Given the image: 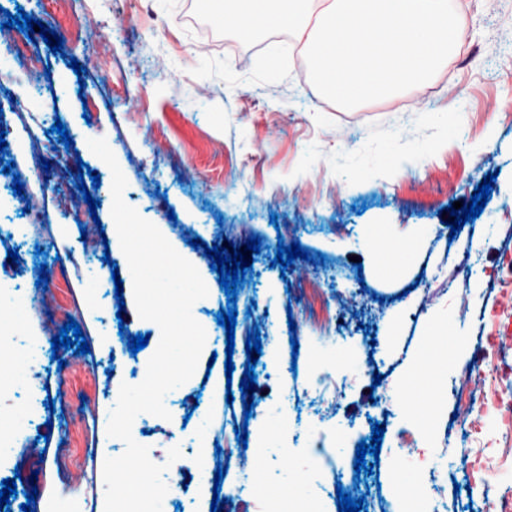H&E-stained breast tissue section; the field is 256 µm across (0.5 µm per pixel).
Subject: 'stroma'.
Listing matches in <instances>:
<instances>
[{
  "instance_id": "stroma-1",
  "label": "stroma",
  "mask_w": 512,
  "mask_h": 512,
  "mask_svg": "<svg viewBox=\"0 0 512 512\" xmlns=\"http://www.w3.org/2000/svg\"><path fill=\"white\" fill-rule=\"evenodd\" d=\"M461 17L466 54H454L423 85L434 92V107L447 109L454 85L467 81L464 106L471 116L465 139L448 136L445 119L396 108L395 98L377 100V109H342L303 83L305 53L322 19L313 13L293 33L276 27L244 41L235 29L216 22L223 0H0V53L9 42L25 43L39 75L28 83L21 67L0 76V128L14 163L0 171V277L14 280L32 303V326L43 338L34 370L36 416L17 459L0 461V480L35 475L10 496L11 512L30 504L41 512L57 493L63 512H102L101 479L106 458L125 444L102 428L118 381L134 382L155 352L147 344L131 352L137 334L156 333L154 322L137 313L133 289L116 290L114 267L127 259L114 241L112 174L88 146L106 139L127 180L125 202L153 222L174 249L199 271L207 288L192 313L206 331V343L192 378L171 391L170 419L142 418L138 439L155 463L168 450L183 452L180 468L167 467L168 492L162 512H211V494L202 493L195 473L197 434L220 449L209 452L207 477L225 467L220 479L223 512H254L249 494L251 452L235 430L264 427L271 411L283 409L292 424L289 447H328L332 430L343 425L347 443L340 458L322 459L318 491L324 512H338L337 490L363 498L365 512H399L390 477L417 465L422 450L417 432L401 413L393 387L406 374L430 327L434 311L453 308L467 337L466 361L490 353L493 338L512 341V121L498 119L506 96L495 83L501 63L512 60V0H466ZM23 8L63 41L51 52L41 35L27 37L5 28L6 11ZM82 73H75L71 61ZM233 70H225V63ZM27 86V107L12 99ZM62 122L72 139L64 145L52 132ZM32 149L13 152L14 139ZM394 148L412 160L409 174L372 167L353 177V160ZM100 178L91 196L95 213L74 219L82 193L79 165ZM495 179L476 219L451 231L443 215L449 204L469 203L487 174ZM21 194H14V181ZM394 239H417L413 257L394 277L379 270V256L363 242L374 225ZM260 237L245 280L237 286L235 338L218 325L227 308L219 275L211 270L203 244L233 242L244 248ZM201 248H193L192 238ZM300 243L309 259L274 266L279 245ZM17 250L18 263L7 260ZM46 287H37L40 274ZM102 282L95 304L86 300L88 279ZM316 294L324 311L307 312L305 295ZM75 320L89 345L84 355L53 352L51 340ZM375 335H367L366 327ZM259 330L262 350L254 369L253 408L239 388L246 366L248 333ZM396 333L397 346L382 338ZM338 344L359 352L362 366L352 379L325 372L313 378L294 344ZM233 354H226V347ZM233 373H226V365ZM381 383H374V375ZM464 374L448 378L449 393L440 435L447 443L468 441L493 465L512 466V438L488 447L486 434L468 431L458 393ZM233 386L234 400L219 398ZM385 426L379 455H366L373 469L356 474V447L370 440L374 423ZM430 512H496L506 492L487 483L475 459L444 456L426 469ZM35 501H27L28 493Z\"/></svg>"
}]
</instances>
